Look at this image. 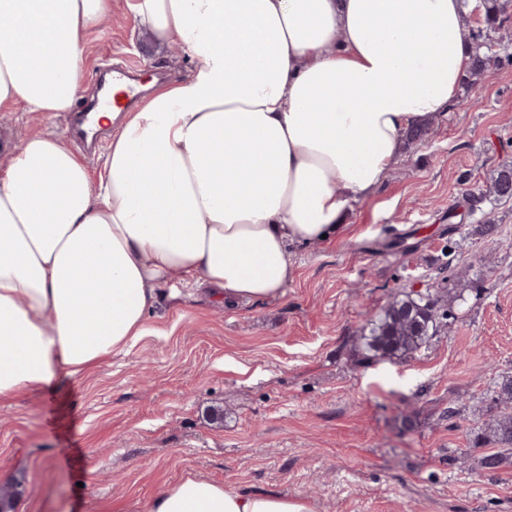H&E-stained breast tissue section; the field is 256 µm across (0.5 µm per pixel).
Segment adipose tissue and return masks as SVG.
<instances>
[{
	"instance_id": "ef3b65f1",
	"label": "adipose tissue",
	"mask_w": 512,
	"mask_h": 512,
	"mask_svg": "<svg viewBox=\"0 0 512 512\" xmlns=\"http://www.w3.org/2000/svg\"><path fill=\"white\" fill-rule=\"evenodd\" d=\"M114 0H0V112L52 120L86 83L87 35ZM193 61L113 126L99 177L56 135L0 170V397L126 353L161 288L228 304L283 296L293 245L335 237L403 135L448 109L472 65L463 0H124ZM125 512H315L194 475Z\"/></svg>"
}]
</instances>
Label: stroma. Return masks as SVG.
I'll return each instance as SVG.
<instances>
[{
  "label": "stroma",
  "mask_w": 512,
  "mask_h": 512,
  "mask_svg": "<svg viewBox=\"0 0 512 512\" xmlns=\"http://www.w3.org/2000/svg\"><path fill=\"white\" fill-rule=\"evenodd\" d=\"M498 5L496 68L461 84L336 239L291 247L283 297L228 308L208 285L171 281L129 352L0 398V486L21 481L15 512H124L189 474L301 494L316 512H512V457L485 470L493 446L475 439L500 412L493 382L512 376V199L484 192L512 162V0ZM122 59L164 81L193 66L115 5L87 37L79 106ZM63 124L8 113L0 159ZM452 210L466 216L453 233ZM394 238L403 248H387ZM452 268L468 289L446 333L362 360L370 316L399 291L448 287Z\"/></svg>",
  "instance_id": "stroma-1"
}]
</instances>
